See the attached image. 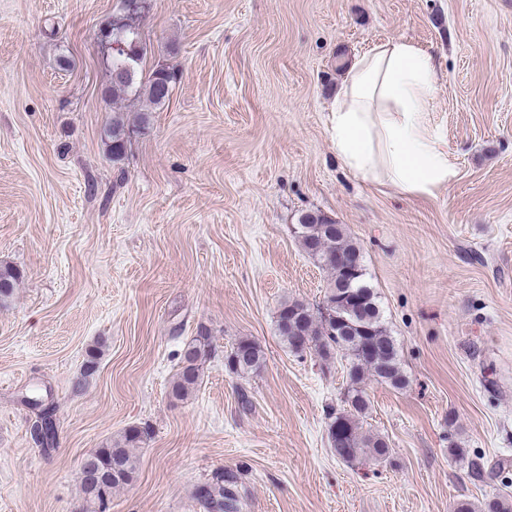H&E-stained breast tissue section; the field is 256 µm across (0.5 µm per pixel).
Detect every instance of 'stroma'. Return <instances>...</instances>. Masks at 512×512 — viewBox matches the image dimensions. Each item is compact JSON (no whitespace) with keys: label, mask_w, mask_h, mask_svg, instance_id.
I'll list each match as a JSON object with an SVG mask.
<instances>
[{"label":"stroma","mask_w":512,"mask_h":512,"mask_svg":"<svg viewBox=\"0 0 512 512\" xmlns=\"http://www.w3.org/2000/svg\"><path fill=\"white\" fill-rule=\"evenodd\" d=\"M119 7L0 0V264L20 274L0 306V512H77L79 461L131 426L149 436L110 512H203L193 492L220 468L240 471L244 512L512 499V0H149L146 63L173 92L116 165L100 32ZM395 37L438 75L430 119L456 176L433 196L355 177L331 139L346 67ZM316 210L360 246L400 345L407 386L364 382L380 464L332 449L345 368L276 330L284 301L324 298L292 230ZM201 328L215 352L173 400ZM243 337L264 362L239 377L224 356ZM33 396L53 448L31 435Z\"/></svg>","instance_id":"1"}]
</instances>
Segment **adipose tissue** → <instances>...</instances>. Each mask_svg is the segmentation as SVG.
<instances>
[{"label": "adipose tissue", "instance_id": "ef3b65f1", "mask_svg": "<svg viewBox=\"0 0 512 512\" xmlns=\"http://www.w3.org/2000/svg\"><path fill=\"white\" fill-rule=\"evenodd\" d=\"M436 73L428 53L393 38L348 67L331 117L342 166L407 195L432 196L455 176L429 119Z\"/></svg>", "mask_w": 512, "mask_h": 512}]
</instances>
